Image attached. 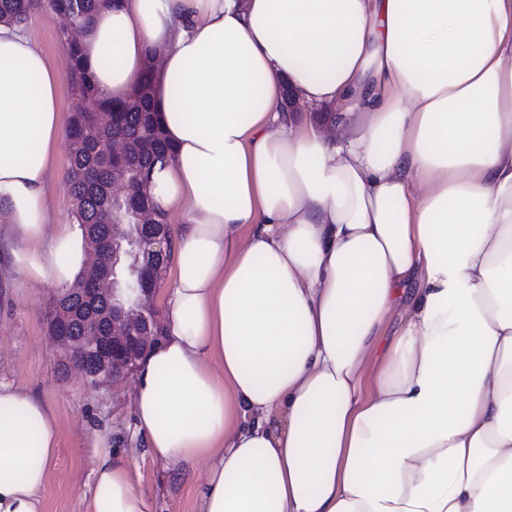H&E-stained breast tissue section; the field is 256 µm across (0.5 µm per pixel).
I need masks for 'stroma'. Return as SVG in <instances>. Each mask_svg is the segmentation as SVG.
Returning a JSON list of instances; mask_svg holds the SVG:
<instances>
[{
	"instance_id": "obj_1",
	"label": "stroma",
	"mask_w": 512,
	"mask_h": 512,
	"mask_svg": "<svg viewBox=\"0 0 512 512\" xmlns=\"http://www.w3.org/2000/svg\"><path fill=\"white\" fill-rule=\"evenodd\" d=\"M26 28L51 62L60 68V104L70 114L75 102L72 77L65 69L57 18L49 11L34 12ZM50 172L49 203L59 223L73 215L67 175L68 141H61ZM58 293L51 284L0 288V378L15 383L48 403L60 426V441L42 491L44 512H85V493L91 480L95 433H109L113 446L135 449L134 377L108 388L84 381L78 371H64L48 332L46 315ZM131 473L147 495L151 512H195V487L177 481L172 472L136 452Z\"/></svg>"
}]
</instances>
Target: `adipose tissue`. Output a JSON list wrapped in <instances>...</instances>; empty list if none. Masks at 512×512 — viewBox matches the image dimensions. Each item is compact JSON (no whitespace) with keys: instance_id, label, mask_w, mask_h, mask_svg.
<instances>
[{"instance_id":"obj_1","label":"adipose tissue","mask_w":512,"mask_h":512,"mask_svg":"<svg viewBox=\"0 0 512 512\" xmlns=\"http://www.w3.org/2000/svg\"><path fill=\"white\" fill-rule=\"evenodd\" d=\"M154 50L178 224L142 451L196 512H512V0H113L82 30L107 102ZM64 136L57 69L0 23L1 280L86 271L48 207ZM58 445L0 380V512H42ZM95 445L86 512H150Z\"/></svg>"}]
</instances>
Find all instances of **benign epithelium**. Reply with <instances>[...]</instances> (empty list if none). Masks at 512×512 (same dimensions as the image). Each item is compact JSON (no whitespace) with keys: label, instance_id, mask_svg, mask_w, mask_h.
Here are the masks:
<instances>
[{"label":"benign epithelium","instance_id":"benign-epithelium-1","mask_svg":"<svg viewBox=\"0 0 512 512\" xmlns=\"http://www.w3.org/2000/svg\"><path fill=\"white\" fill-rule=\"evenodd\" d=\"M137 248L146 257H162L169 249L168 235L156 230L139 239ZM139 303L127 308L118 299L112 273L102 268L100 251L90 249L86 275L67 290L90 304L100 298L112 300V317L108 335H103L97 318L88 316L81 321L82 336L76 342L67 336H54L63 353L66 367L77 369L84 379H95L94 386L113 385L133 371L142 353L153 343L154 323L148 316L155 299L157 279L154 272H142L139 278Z\"/></svg>","mask_w":512,"mask_h":512}]
</instances>
